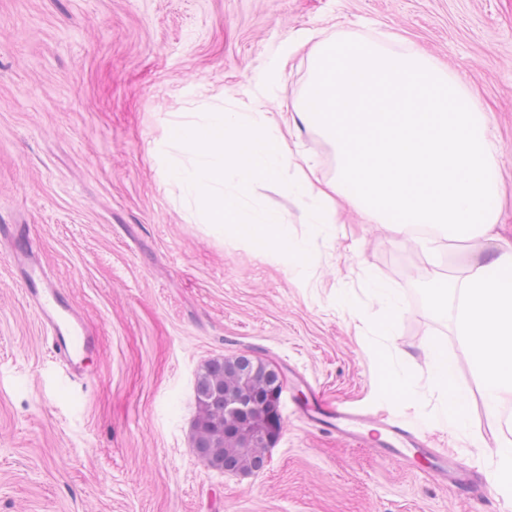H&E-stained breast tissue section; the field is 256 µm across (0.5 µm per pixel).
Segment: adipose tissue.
I'll use <instances>...</instances> for the list:
<instances>
[{
    "instance_id": "1",
    "label": "adipose tissue",
    "mask_w": 512,
    "mask_h": 512,
    "mask_svg": "<svg viewBox=\"0 0 512 512\" xmlns=\"http://www.w3.org/2000/svg\"><path fill=\"white\" fill-rule=\"evenodd\" d=\"M457 332L477 372L484 405L496 411L503 394L512 393V248L476 260L459 283ZM430 377L443 394L438 421L459 429L467 411L452 385V370L440 344L429 347Z\"/></svg>"
}]
</instances>
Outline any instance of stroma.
I'll use <instances>...</instances> for the list:
<instances>
[{"label":"stroma","mask_w":512,"mask_h":512,"mask_svg":"<svg viewBox=\"0 0 512 512\" xmlns=\"http://www.w3.org/2000/svg\"><path fill=\"white\" fill-rule=\"evenodd\" d=\"M323 40L422 48L477 94L500 146L499 242L512 244V0H0V225H24L56 288L95 327L83 390L62 367L0 238V512H512V490L464 499L427 474L301 421L308 388L365 413L390 411L492 474L512 440V394L489 416L454 319L428 307L466 276L471 249L396 242L340 202L335 237L304 224L281 185L254 196L309 236L303 282L239 238L189 221L165 181L176 114L254 101L292 112ZM321 177L336 152L299 126ZM394 288L392 330L363 288ZM440 343L468 404L466 431L437 426L427 347ZM252 355L284 386L282 431L256 473L210 467L193 448L196 381L216 358ZM408 367L410 400L385 393Z\"/></svg>","instance_id":"obj_1"}]
</instances>
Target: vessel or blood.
<instances>
[{
    "instance_id": "vessel-or-blood-1",
    "label": "vessel or blood",
    "mask_w": 512,
    "mask_h": 512,
    "mask_svg": "<svg viewBox=\"0 0 512 512\" xmlns=\"http://www.w3.org/2000/svg\"><path fill=\"white\" fill-rule=\"evenodd\" d=\"M5 235L13 242V266L49 335L52 353L65 364L70 379L84 377V361L97 343L94 327L47 279L27 245L23 226L1 225L0 237ZM297 413L307 424L345 444H371L380 457L423 470L438 482L453 485L464 497H483L488 493L487 483L477 470L433 448L428 436L395 415L363 414L314 390L298 405Z\"/></svg>"
}]
</instances>
